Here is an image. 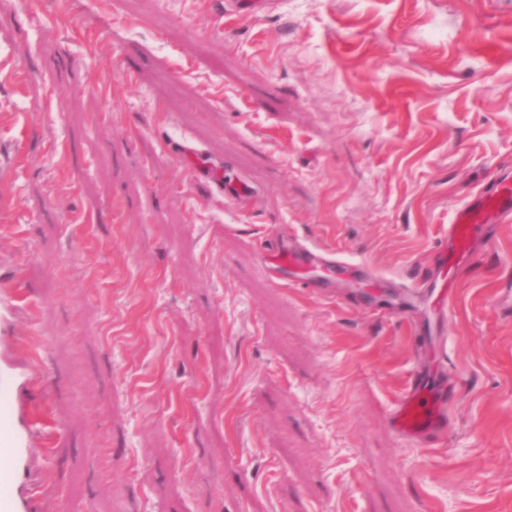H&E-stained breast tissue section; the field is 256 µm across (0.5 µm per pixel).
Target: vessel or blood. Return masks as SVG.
Returning <instances> with one entry per match:
<instances>
[{"label": "vessel or blood", "mask_w": 512, "mask_h": 512, "mask_svg": "<svg viewBox=\"0 0 512 512\" xmlns=\"http://www.w3.org/2000/svg\"><path fill=\"white\" fill-rule=\"evenodd\" d=\"M228 7L246 15L265 14L278 0H227ZM491 221H512V176L502 174L485 184L455 211L448 235L436 247L440 267L456 273L473 254L476 225ZM282 244L275 254L283 266L304 267L323 255L319 248H293L288 231H281ZM15 296L0 291V401L7 403L0 413V512H35L39 478L31 463L30 450L37 436V422L25 403V395L35 382L33 373L12 353L18 339L13 334L11 314ZM448 383L445 379L415 373L396 400L391 421L404 441L424 447L437 444L448 420Z\"/></svg>", "instance_id": "1"}]
</instances>
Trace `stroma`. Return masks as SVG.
Segmentation results:
<instances>
[{
    "mask_svg": "<svg viewBox=\"0 0 512 512\" xmlns=\"http://www.w3.org/2000/svg\"><path fill=\"white\" fill-rule=\"evenodd\" d=\"M507 171L512 0H0L40 512H512V223L449 319L399 298ZM283 224L368 273L288 287ZM435 367L448 437L420 448L390 416ZM278 0H228L227 6L234 12L246 15L265 14L278 7Z\"/></svg>",
    "mask_w": 512,
    "mask_h": 512,
    "instance_id": "obj_1",
    "label": "stroma"
}]
</instances>
